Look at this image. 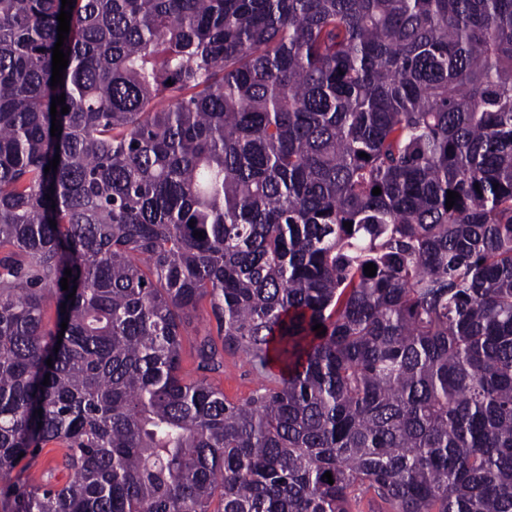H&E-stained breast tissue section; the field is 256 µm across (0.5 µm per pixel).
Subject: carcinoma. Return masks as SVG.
Wrapping results in <instances>:
<instances>
[{"label":"carcinoma","instance_id":"carcinoma-1","mask_svg":"<svg viewBox=\"0 0 512 512\" xmlns=\"http://www.w3.org/2000/svg\"><path fill=\"white\" fill-rule=\"evenodd\" d=\"M60 10L0 0V512H512V0H73L53 88ZM210 309L203 304L192 314L190 324L184 333L183 372H190L192 378L207 377L208 380H220L221 386L232 399H245L258 387V379L250 365L240 353H224V369L219 372H206L197 369L196 343L208 327L215 329V322L209 323ZM50 448H52V445L47 446L43 452L32 459L25 458L20 462L16 470L26 466L28 473L39 476L50 467H55L57 460L56 454L53 451H49Z\"/></svg>","mask_w":512,"mask_h":512}]
</instances>
